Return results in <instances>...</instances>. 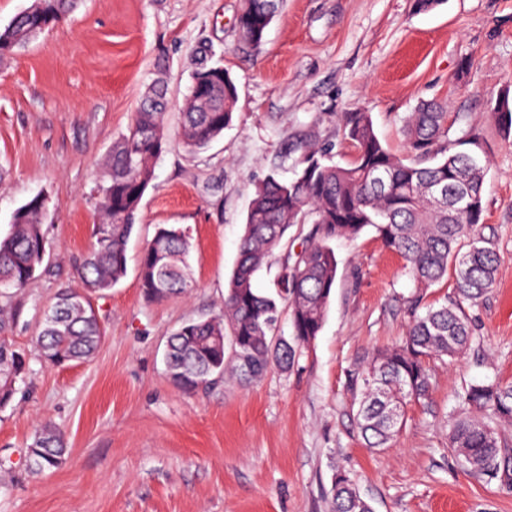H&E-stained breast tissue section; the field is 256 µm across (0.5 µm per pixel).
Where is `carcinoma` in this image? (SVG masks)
<instances>
[{
  "mask_svg": "<svg viewBox=\"0 0 512 512\" xmlns=\"http://www.w3.org/2000/svg\"><path fill=\"white\" fill-rule=\"evenodd\" d=\"M78 0H34L0 30V60L25 48L50 25L74 9ZM283 0H241L240 40L257 47ZM192 83L181 106L176 138L187 152L207 148L233 122L237 87L224 66L212 62L210 47L191 51ZM169 107L163 84H150L128 132L112 144L105 174L97 186L99 215L92 245L78 276L82 288H64L45 312L34 344L52 365L92 359L104 338L90 297L102 294L127 274V248L141 200L154 179V161L173 138L165 125ZM499 131L512 134V91L493 108ZM344 139L353 160L340 165L326 148L300 144L294 177L271 173L255 186L245 216L237 261L228 277L224 314L188 321L167 340L165 362L172 383L195 392L230 372L242 382L260 377L270 366L287 370L297 348L322 330L336 283L337 260L331 243L372 231L405 260L421 288H429L453 267L457 297L424 313L414 305L402 341L357 358L345 372L353 419L365 447L389 448L406 423L408 405L429 391L428 361L460 357L472 339L463 302L480 299L495 281L497 255L475 235L484 220L483 194L488 163L478 138H450L448 112L434 101L422 102L404 124L407 156L393 154L378 137L371 113L346 112ZM477 188L464 211L455 201L465 186ZM46 204L35 195L15 212L0 238V409L9 405L29 371L26 353L5 336L16 311L10 291L24 290L46 254L41 218ZM190 240L181 228L159 225L142 250L138 280L150 300L175 297L191 287ZM279 251L274 291L255 288L258 273ZM287 306L291 337L274 335L280 308ZM226 336L232 356H223L217 337ZM462 399L472 412L449 425V446L470 469L512 484V454L478 413L490 411L512 421V387L499 382L469 384ZM67 450L64 435L44 425L28 447L26 467L33 474L55 468ZM332 512H373L343 469L332 484Z\"/></svg>",
  "mask_w": 512,
  "mask_h": 512,
  "instance_id": "obj_1",
  "label": "carcinoma"
}]
</instances>
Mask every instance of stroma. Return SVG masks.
<instances>
[{
    "instance_id": "35a3bbf8",
    "label": "stroma",
    "mask_w": 512,
    "mask_h": 512,
    "mask_svg": "<svg viewBox=\"0 0 512 512\" xmlns=\"http://www.w3.org/2000/svg\"><path fill=\"white\" fill-rule=\"evenodd\" d=\"M240 0H81L78 9L0 61V235L18 207L44 195L46 258L20 294L9 333L30 372L0 410V512H332L345 468L374 512H512V487L464 467L448 425L474 381L512 386V139L492 108L512 82V0H284L260 47L242 45ZM208 43L234 79L233 124L206 151L172 145L128 246L125 278L91 303L105 328L95 357L54 366L32 345L55 294L76 268L97 221L96 186L126 132L157 58L167 69L169 130L191 83L190 51ZM447 105L451 136L479 137L490 162L478 233L498 257L496 279L466 305L472 341L457 360L430 361L426 399L409 405L392 447H364L344 381L363 353L399 342L412 302L453 298L454 277L418 288L374 233L334 244L336 287L316 339L288 370L248 386L223 381L186 394L164 361L170 333L222 313L255 184L292 176L289 147L353 158L343 113L370 112L380 139L405 151L402 126L420 102ZM186 231L193 286L147 300L138 259L157 225ZM65 434L62 463L35 476L27 447L44 422Z\"/></svg>"
}]
</instances>
